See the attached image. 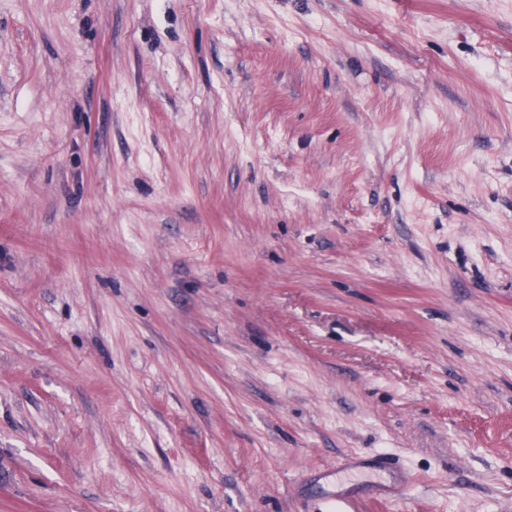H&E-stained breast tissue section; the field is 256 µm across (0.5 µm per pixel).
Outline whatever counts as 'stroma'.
<instances>
[{
    "instance_id": "35a3bbf8",
    "label": "stroma",
    "mask_w": 512,
    "mask_h": 512,
    "mask_svg": "<svg viewBox=\"0 0 512 512\" xmlns=\"http://www.w3.org/2000/svg\"><path fill=\"white\" fill-rule=\"evenodd\" d=\"M330 497L512 512V0H0V512Z\"/></svg>"
}]
</instances>
